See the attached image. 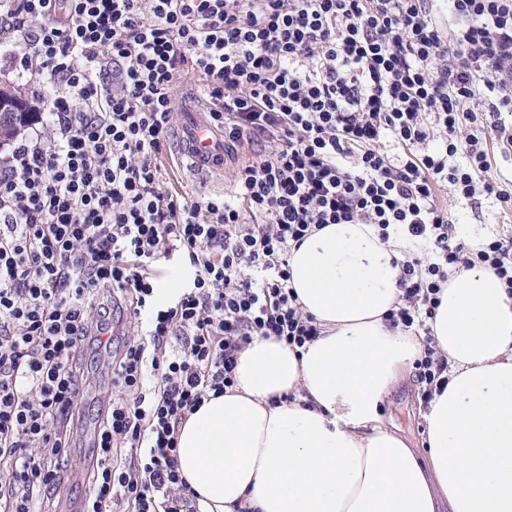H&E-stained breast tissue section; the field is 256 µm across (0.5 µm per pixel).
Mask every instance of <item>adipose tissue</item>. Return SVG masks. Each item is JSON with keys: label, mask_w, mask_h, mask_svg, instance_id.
<instances>
[{"label": "adipose tissue", "mask_w": 512, "mask_h": 512, "mask_svg": "<svg viewBox=\"0 0 512 512\" xmlns=\"http://www.w3.org/2000/svg\"><path fill=\"white\" fill-rule=\"evenodd\" d=\"M402 248L371 224H328L291 250L320 335L254 338L234 386L183 423L201 512H512V295L492 271L449 270L438 295L429 325L449 382L424 411L425 454L383 421L422 349L386 321Z\"/></svg>", "instance_id": "1"}]
</instances>
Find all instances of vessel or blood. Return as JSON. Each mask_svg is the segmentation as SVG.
<instances>
[{
    "label": "vessel or blood",
    "instance_id": "obj_1",
    "mask_svg": "<svg viewBox=\"0 0 512 512\" xmlns=\"http://www.w3.org/2000/svg\"><path fill=\"white\" fill-rule=\"evenodd\" d=\"M206 106L188 109L177 130L176 152L195 174L205 176L222 172L224 138L206 117Z\"/></svg>",
    "mask_w": 512,
    "mask_h": 512
}]
</instances>
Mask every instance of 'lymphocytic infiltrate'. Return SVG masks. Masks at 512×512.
Here are the masks:
<instances>
[{
  "mask_svg": "<svg viewBox=\"0 0 512 512\" xmlns=\"http://www.w3.org/2000/svg\"><path fill=\"white\" fill-rule=\"evenodd\" d=\"M435 2L0 0V50L38 105L0 150V512H47L89 421L83 512H199L180 428L255 337L319 336L288 256L328 224L422 244L387 321L424 335L422 399L445 389L428 321L449 269L483 264L512 291V236L471 250L439 199L512 204L488 153L512 151V0ZM185 74L225 146L257 149L228 194L190 198L162 172ZM173 256L188 281L161 303Z\"/></svg>",
  "mask_w": 512,
  "mask_h": 512,
  "instance_id": "obj_1",
  "label": "lymphocytic infiltrate"
}]
</instances>
